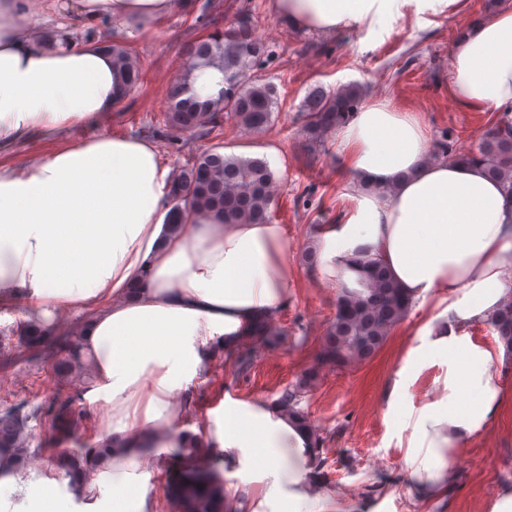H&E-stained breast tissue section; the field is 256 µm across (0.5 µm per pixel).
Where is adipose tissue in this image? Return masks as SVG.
<instances>
[{"mask_svg":"<svg viewBox=\"0 0 512 512\" xmlns=\"http://www.w3.org/2000/svg\"><path fill=\"white\" fill-rule=\"evenodd\" d=\"M85 23L158 22L173 0H75ZM466 0H273L298 29L370 26L406 5L460 12ZM26 0H0V155L113 112L122 76L94 45L50 48L24 23ZM448 92L469 112L512 108V10L454 43ZM349 208L315 237L320 279L358 285L378 261L399 291L438 311L413 356L444 359L448 374L413 425L407 493L443 499L461 447L499 413L505 394L489 351L465 334L494 314L512 276V202L483 167L431 160L423 120L388 100L366 103L338 132ZM169 170L154 144L128 136L62 143L34 165L0 166V288L34 318L91 313L82 349L95 359L89 395L108 403L114 447H174L172 426L214 343L233 347L288 302L295 272L281 225L222 224L205 216L165 234ZM232 480L253 478L231 512H348L313 499L310 440L266 405L224 406L209 437Z\"/></svg>","mask_w":512,"mask_h":512,"instance_id":"adipose-tissue-1","label":"adipose tissue"}]
</instances>
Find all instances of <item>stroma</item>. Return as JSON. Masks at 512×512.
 Instances as JSON below:
<instances>
[{
    "label": "stroma",
    "instance_id": "obj_1",
    "mask_svg": "<svg viewBox=\"0 0 512 512\" xmlns=\"http://www.w3.org/2000/svg\"><path fill=\"white\" fill-rule=\"evenodd\" d=\"M209 0H175L161 22L144 26L110 22L121 40L136 51L143 83L131 99L95 124H76L64 140L99 135L135 136L146 122L163 119L167 92L181 73L185 49L205 37L212 24L228 27L248 18L253 34L268 55L258 78L278 91L274 122L264 133L251 134L234 121L224 123L218 142L225 152L259 156L269 161L277 182L278 208L274 218L288 237V262L296 283L276 320L288 331L283 343L254 351L250 370L239 371L232 362L205 364L186 391L196 405L194 415L180 419L178 431L207 437L221 419L225 401L268 404L306 367L316 364L323 337L336 312V283L319 281L303 264L301 255L313 243V228L335 223L347 209L341 194L342 173L336 134L324 147L308 150L302 134V115L308 94L315 88L333 92L354 85L362 101L387 99L418 113L431 141L449 140L465 152L477 145L496 112H467L448 93V60L458 31L483 20L489 12L512 8V0H468L462 14L416 11L414 6L380 17L372 29L319 34L294 28L272 9L271 0H224L219 16H212ZM69 0H28L25 20L34 31L71 25ZM433 307L412 308L390 333L384 347L370 360L354 366L322 367L317 386L302 406L326 439L327 463L321 491L345 499L381 502L384 512H486V505L507 486L512 487V357L495 361L502 385L509 393L498 416L482 426L450 465L449 492L439 503L424 504L404 496L405 458L409 453V426L436 394L448 372L444 360H415L410 370L402 365L411 347L421 344L424 326ZM57 360L49 353L36 361L18 360L11 369L19 396L35 392L36 402L71 396L82 415L73 427L70 451L97 443L109 432L104 401L77 397L71 387H59L49 370ZM405 377L396 413H388L384 397L397 372ZM55 436L47 427L32 426L30 457L37 467L26 468L27 479L51 480L68 512H111L107 481H100L92 500L70 498L67 480L50 461ZM169 449L150 451L151 464H127L130 479L148 492L147 503L165 507L169 475L157 464Z\"/></svg>",
    "mask_w": 512,
    "mask_h": 512
}]
</instances>
